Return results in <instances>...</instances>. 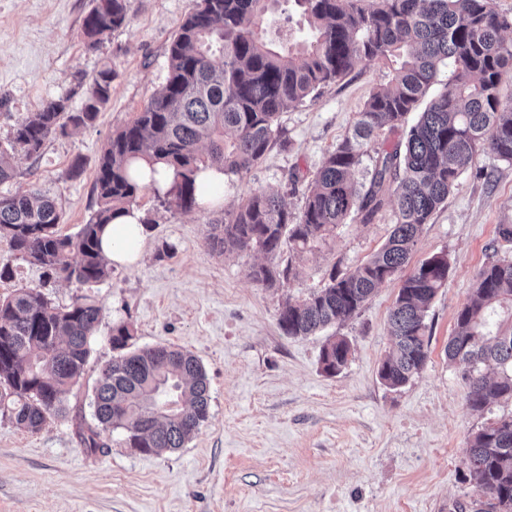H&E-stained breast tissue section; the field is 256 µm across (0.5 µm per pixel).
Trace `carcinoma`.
Here are the masks:
<instances>
[{
	"instance_id": "cac0c4a2",
	"label": "carcinoma",
	"mask_w": 512,
	"mask_h": 512,
	"mask_svg": "<svg viewBox=\"0 0 512 512\" xmlns=\"http://www.w3.org/2000/svg\"><path fill=\"white\" fill-rule=\"evenodd\" d=\"M193 0L168 49V73L134 120L114 131L97 162L98 210L76 235L60 232L54 201L38 189L0 196V242L67 281L98 283L110 272L100 233L142 190L133 164L162 163L174 172L167 192L182 211L200 207L197 174L215 167L226 176L248 173L266 155L289 107L346 74L359 60L383 63L390 80L369 95L352 129L323 158L298 221L285 200L251 191L210 227L211 251H257L274 260L299 257L336 226L358 217L370 223L387 206L396 224L385 244L349 274L299 303L285 301L278 324L289 336H308L352 317L376 288L403 270L423 225L447 200L479 152L512 162V100L499 95L512 74V16L496 0ZM307 25V37L277 41L264 21L283 4ZM129 0H92L82 34L91 47L128 23ZM448 83L400 138L376 151L365 181L355 173L368 143L399 131L406 115L434 84ZM114 73L93 79L84 109L50 101L20 121L9 147L0 148V183L14 176L13 157L39 154L52 135L93 122L110 100ZM444 255H434L401 283L389 313L394 349L378 366L390 388L405 385L426 364L425 317L448 278ZM285 270L292 271L288 265ZM283 270V271H285ZM276 265H255L250 277L266 288L283 281ZM502 315L496 328L490 318ZM100 307L85 298L58 308L35 288L0 299V417L31 432L46 417L67 413V396L84 373ZM133 329H112L119 356L101 369L92 425L79 424L80 442L109 447L112 432L128 433L130 447L159 454L184 446L205 422L209 381L199 360L168 345L129 350ZM448 359L469 365L467 404L480 412L512 399V260L492 259L458 310ZM350 344L329 338L324 373L348 363ZM467 467L482 492L481 512H512V416L479 429L469 442Z\"/></svg>"
}]
</instances>
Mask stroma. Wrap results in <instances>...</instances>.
Instances as JSON below:
<instances>
[{"label": "stroma", "instance_id": "obj_1", "mask_svg": "<svg viewBox=\"0 0 512 512\" xmlns=\"http://www.w3.org/2000/svg\"><path fill=\"white\" fill-rule=\"evenodd\" d=\"M192 0H130L127 26L87 47L82 22L91 0H0V144L16 124L49 101L81 111L99 70L115 73L108 104L89 126L47 139L35 157L17 155L0 195L41 189L56 203L62 233L76 234L94 215L97 161L112 132L130 123L164 82L168 48ZM381 63L361 60L315 97L281 113L264 159L224 182L222 206L184 212L164 194L143 189L137 206L149 222L145 258L115 267L101 282L46 277L41 266L0 244L13 270L0 296L20 288L53 305L89 296L101 308L85 371L68 396L66 416H48L29 432L0 418V512H478L483 496L469 477L468 439L512 415L498 399L469 409L468 367L445 349L476 272L512 259L498 227L512 224V163L479 154L447 202L424 225L408 266L446 255L448 280L426 313L424 368L402 387L378 377L390 351L388 316L401 276L382 283L350 319L309 336L278 325L284 300L300 301L331 271H354L385 243L393 208L368 224L337 226L293 263L282 287L265 288L249 271L253 251L212 252L210 226L251 190L280 194L300 215L325 154L349 130L369 93L386 83ZM84 166L69 174L75 159ZM134 330L133 346L172 345L192 353L209 379V415L183 448L146 454L115 432L109 448L80 444L76 419H93V390L115 355L114 326ZM332 336L351 354L336 375L321 369Z\"/></svg>", "mask_w": 512, "mask_h": 512}]
</instances>
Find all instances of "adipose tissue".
Instances as JSON below:
<instances>
[{
  "label": "adipose tissue",
  "instance_id": "1",
  "mask_svg": "<svg viewBox=\"0 0 512 512\" xmlns=\"http://www.w3.org/2000/svg\"><path fill=\"white\" fill-rule=\"evenodd\" d=\"M146 236L143 214L133 206L107 224L101 235V248L110 264L132 267L138 265L143 257Z\"/></svg>",
  "mask_w": 512,
  "mask_h": 512
}]
</instances>
